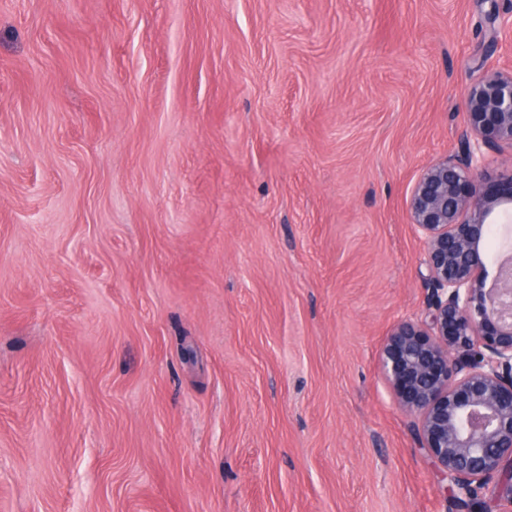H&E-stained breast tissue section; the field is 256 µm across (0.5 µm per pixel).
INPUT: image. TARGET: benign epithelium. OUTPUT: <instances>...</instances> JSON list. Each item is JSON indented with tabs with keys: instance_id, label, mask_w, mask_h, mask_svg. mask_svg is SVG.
Returning a JSON list of instances; mask_svg holds the SVG:
<instances>
[{
	"instance_id": "7a95c632",
	"label": "benign epithelium",
	"mask_w": 512,
	"mask_h": 512,
	"mask_svg": "<svg viewBox=\"0 0 512 512\" xmlns=\"http://www.w3.org/2000/svg\"><path fill=\"white\" fill-rule=\"evenodd\" d=\"M466 112L458 152L426 167L409 195L429 297L392 327L379 366L452 500L466 505L492 483L512 504V271L486 285L480 248L494 206L512 207V166L499 174L508 195L484 191L487 151L512 146V70L475 82Z\"/></svg>"
}]
</instances>
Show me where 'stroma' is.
Instances as JSON below:
<instances>
[{"label": "stroma", "mask_w": 512, "mask_h": 512, "mask_svg": "<svg viewBox=\"0 0 512 512\" xmlns=\"http://www.w3.org/2000/svg\"><path fill=\"white\" fill-rule=\"evenodd\" d=\"M510 14L0 0V512H453L378 354Z\"/></svg>", "instance_id": "stroma-1"}]
</instances>
